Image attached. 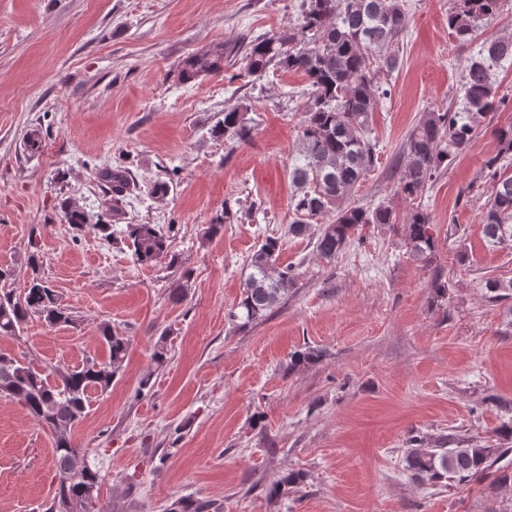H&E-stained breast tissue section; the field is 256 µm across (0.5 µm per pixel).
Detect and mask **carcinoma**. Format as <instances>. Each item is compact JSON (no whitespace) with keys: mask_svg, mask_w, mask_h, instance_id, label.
I'll return each instance as SVG.
<instances>
[{"mask_svg":"<svg viewBox=\"0 0 512 512\" xmlns=\"http://www.w3.org/2000/svg\"><path fill=\"white\" fill-rule=\"evenodd\" d=\"M405 3L301 0L295 25L271 35L241 37L201 50L180 65V77L186 81L220 73L226 60L241 62L249 76H261L272 66L305 76L307 87L298 92L305 99L299 159L291 171L296 188L295 220L288 232L303 236L314 220L324 219L315 234V247L328 261L336 258L360 227L397 223L395 210L389 205L369 209L343 202L375 166L371 124L380 100L390 95L389 86L381 79L399 66L392 47L408 24ZM511 4L512 0H454L448 28L465 46ZM506 60L512 61L511 36L483 41L465 66L462 106L421 113L404 142L408 163L396 186L398 194L408 199L422 192L455 154L469 146L489 113L504 105L493 71ZM249 112L251 105L244 102L224 113L220 126L225 140L236 145L252 140L254 119ZM496 139L497 152L481 168L488 184L481 223L485 237L494 245L512 239V174L507 173L512 164V124L497 128ZM97 178L110 209L118 211L130 190L127 172L118 167L101 168ZM66 217L78 230L86 226L107 238L112 235V225L87 224L76 205L68 208ZM403 226L410 254L422 262H433L439 249V230L429 212L416 206L404 216ZM127 237L139 264L168 254V236L156 224H129ZM280 251L281 241L267 237L252 253L240 300L228 314V319L240 322V327L263 320L294 288L298 274L293 267L278 264ZM28 261L33 277L23 291L17 295L12 290L0 293V337L19 335L33 316L50 324L70 322L57 294L39 278L36 254L29 255ZM430 288L433 299L447 298L448 282L443 280L442 269L434 268ZM98 330L108 348V359H93L74 369L41 370L0 353V389L50 430L57 478L54 498L69 501L71 512H108L100 505V469L92 463L76 468L75 458L88 454V450L78 447L72 437L74 427L87 414L92 393H104L112 386L130 348V339L113 331L111 325L102 323ZM322 357L313 347L297 350L290 356L288 370L314 365ZM409 442L406 463L413 478L432 485L488 479L494 493L512 494V471L499 465L511 448L502 444L495 448L466 446L462 440L450 448L446 437L431 440L419 434L410 436ZM306 478L305 472L290 470L270 487L268 496L277 499L288 493V488L303 485ZM169 512L220 510L209 501L180 499L171 504Z\"/></svg>","mask_w":512,"mask_h":512,"instance_id":"carcinoma-1","label":"carcinoma"}]
</instances>
